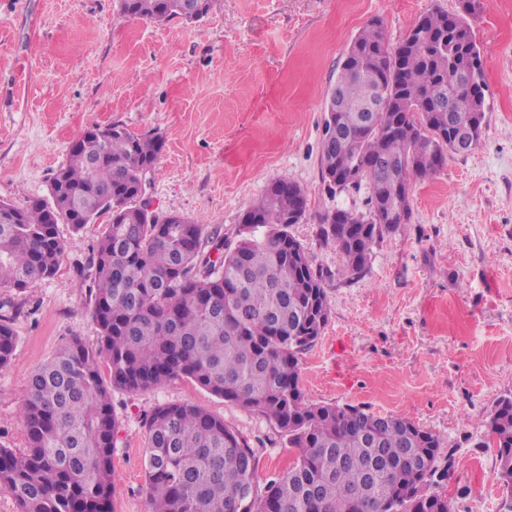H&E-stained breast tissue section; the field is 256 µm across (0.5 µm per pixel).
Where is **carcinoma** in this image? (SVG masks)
<instances>
[{
    "label": "carcinoma",
    "instance_id": "1",
    "mask_svg": "<svg viewBox=\"0 0 512 512\" xmlns=\"http://www.w3.org/2000/svg\"><path fill=\"white\" fill-rule=\"evenodd\" d=\"M181 0H122V14L167 23L202 19ZM471 9L421 16L398 46L368 24L349 48L335 88L348 108L329 111L320 154L328 190H366L367 211L320 217L322 238L342 254L338 274L364 276L372 247L412 218L411 184L456 152V129L484 112L480 49ZM382 102L373 128L330 139L331 123L355 127L370 92ZM163 147L155 134L112 124L78 133L52 177L50 197L24 209L0 204V287L24 290L57 271L58 225L76 233L107 217L80 275L87 281L98 348L74 336L29 378L20 417L28 448L0 446V492L17 512H111L118 421L112 391L136 393L189 378L212 395L261 415L298 450L283 475L259 488L257 456L224 418L190 404L163 403L145 420L149 512H451L439 493L440 436L408 418L358 406L318 404L300 385L299 354L328 322L325 284L291 227L307 195L289 177L272 181L224 249L221 228L178 224L130 204ZM0 315V368L17 347ZM105 361L104 381L99 361ZM505 510L512 512V397L490 412Z\"/></svg>",
    "mask_w": 512,
    "mask_h": 512
}]
</instances>
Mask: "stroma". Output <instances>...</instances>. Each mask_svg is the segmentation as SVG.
I'll return each instance as SVG.
<instances>
[{
  "mask_svg": "<svg viewBox=\"0 0 512 512\" xmlns=\"http://www.w3.org/2000/svg\"><path fill=\"white\" fill-rule=\"evenodd\" d=\"M434 9L455 12L457 0H215L200 21L163 26L124 16L120 0H0V201L48 197L75 135L112 124L163 139L148 187L155 210L221 227L231 245L267 185L290 177L309 199L292 233L334 275L328 323L299 357L307 398L439 435L453 512H503L497 450L482 442L493 406L512 396V0H482L471 22L482 144L413 183L410 223L377 241L363 277H338L343 258L320 237L325 212L364 208V193L333 194L320 171L326 95L348 48L373 19L398 45ZM105 229L59 225L56 274L0 288L17 336L0 369V445L14 452L27 447L20 408L31 374L70 337L97 345L78 268ZM161 403L223 417L257 450L258 486L296 454L273 424L192 380L117 391L113 512H149L144 421Z\"/></svg>",
  "mask_w": 512,
  "mask_h": 512,
  "instance_id": "35a3bbf8",
  "label": "stroma"
}]
</instances>
